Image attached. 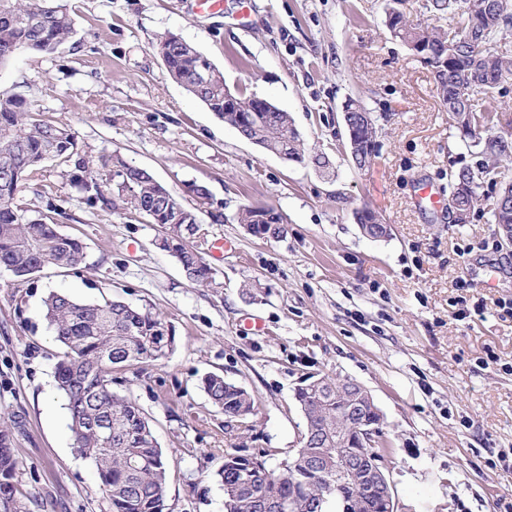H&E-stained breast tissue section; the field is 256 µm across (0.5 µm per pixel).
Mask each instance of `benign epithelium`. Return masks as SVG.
I'll use <instances>...</instances> for the list:
<instances>
[{
	"instance_id": "obj_1",
	"label": "benign epithelium",
	"mask_w": 512,
	"mask_h": 512,
	"mask_svg": "<svg viewBox=\"0 0 512 512\" xmlns=\"http://www.w3.org/2000/svg\"><path fill=\"white\" fill-rule=\"evenodd\" d=\"M470 209L460 200H448V223L466 224ZM347 400L336 407V449L320 447L323 433L331 430L319 420L318 412L302 411L305 429L297 440V447L288 449V460L279 472L294 468L292 486L299 490L305 512H326L325 498L313 492L321 481L329 497L336 500L338 512H363L365 501L361 491L369 488L380 505L381 512H401L394 485L383 466V455L372 450L382 433L383 414L370 391L361 383L350 381ZM358 447H351V443ZM230 464L247 479L266 473L261 458L247 453H235ZM297 496L283 505L274 494H265L257 500L259 512H286L293 508Z\"/></svg>"
}]
</instances>
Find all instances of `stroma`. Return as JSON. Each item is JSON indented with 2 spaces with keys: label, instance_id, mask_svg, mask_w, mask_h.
Returning <instances> with one entry per match:
<instances>
[{
  "label": "stroma",
  "instance_id": "35a3bbf8",
  "mask_svg": "<svg viewBox=\"0 0 512 512\" xmlns=\"http://www.w3.org/2000/svg\"><path fill=\"white\" fill-rule=\"evenodd\" d=\"M74 27L58 53L17 54L0 93H21L41 120L75 133L82 155L120 157L150 171L185 207L206 186L195 243L229 241L210 260L212 284L186 279L161 249L162 227L89 206L70 169L45 162L21 197L31 212L56 205L57 229L86 246L80 275L49 267L16 286L0 272V428L11 430L23 512H110L92 460L78 451L54 368L62 347L44 315L57 291L118 299L160 315L176 346L158 362L123 368L112 388L130 397L170 458L165 512H224L219 473L238 450L278 469L304 429L293 395L312 374L363 384L384 414L382 440L404 512H512V242L487 206L465 224L422 211L414 186L440 193L476 158L448 122L433 76L390 34L386 0H62ZM172 33L223 73L228 86L288 112L329 170L261 151L168 75L156 49ZM358 98L378 127L375 156L354 168L343 105ZM284 219L275 237L239 224L241 206ZM378 211L389 237L363 236L354 214ZM483 300L484 315L459 319ZM261 319L255 335L247 319ZM495 356L499 368L486 366ZM246 389L255 411L227 421L202 380Z\"/></svg>",
  "mask_w": 512,
  "mask_h": 512
}]
</instances>
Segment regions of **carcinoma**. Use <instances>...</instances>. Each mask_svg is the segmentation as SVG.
Instances as JSON below:
<instances>
[{"label": "carcinoma", "mask_w": 512, "mask_h": 512, "mask_svg": "<svg viewBox=\"0 0 512 512\" xmlns=\"http://www.w3.org/2000/svg\"><path fill=\"white\" fill-rule=\"evenodd\" d=\"M405 0H392L386 9V24L391 34L422 57L432 70L436 92L448 120L467 146L479 157L474 164L450 175V193L465 184L472 205L481 201L484 185L501 184L500 191L512 192L506 180L504 162L512 161V116L491 105L478 110L471 103L480 92L494 95L499 86L512 77V60L491 51L492 42L512 31V0H481L476 13L459 12L458 0H429L431 12L448 14L455 20L450 31L423 26L409 20L399 8ZM73 34L69 14L58 0H0V64L20 52L55 54ZM159 54L170 77L227 125L237 123L240 113L248 112L252 123L267 145L277 150L289 144L291 159L311 160L326 167L329 160L311 155L304 141L294 136L288 113L249 112L252 95L236 91L239 111L224 110V76L212 68L202 93L195 88L196 72L204 55L175 34L159 38ZM345 111L366 116L357 127L363 153L354 167L362 170L372 162L377 129L371 110L360 99L350 98ZM35 106L20 93L0 94V271L11 273L19 282L28 281L32 268L54 266L74 274L85 263L86 246L77 237L60 233L46 215L26 216L19 204L23 182L48 160H60L72 167L70 184L83 195L87 204L121 208L152 224H161L172 233L184 224L198 223L195 210H180L168 204L169 194L148 172L119 157L102 158L94 167L78 152L75 133L64 126L36 118ZM126 169L127 186L112 179V169ZM356 214L366 222L376 238L389 235L388 225L379 214L365 206ZM242 224H261L263 232L283 223L272 209L261 212L245 207L239 213ZM180 266L192 282L211 279V269L202 253L185 245L174 252ZM45 318L64 352L55 367L58 388L65 395L73 432L80 452L93 460L98 474V491L108 499L111 512H164L166 475L169 459L138 405L112 392V370L134 362H156L167 357L175 346L176 335L165 334L166 322L158 315L134 309L120 300L81 302L57 292L44 301ZM203 388L212 402L226 411H251L252 396L243 388L225 383L219 375H209ZM108 419L112 441L103 439L92 420ZM12 434L0 429V486L13 484L19 460L12 448ZM224 492L235 498L224 512H255L254 498L265 493L288 500L289 478L270 471L253 479L254 491L237 490L238 475L230 465L218 473Z\"/></svg>", "instance_id": "carcinoma-1"}]
</instances>
